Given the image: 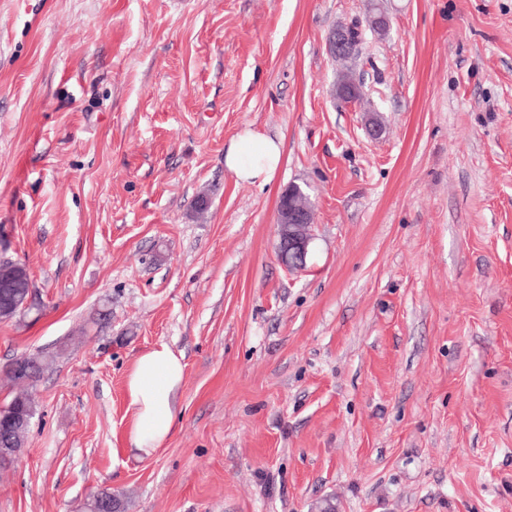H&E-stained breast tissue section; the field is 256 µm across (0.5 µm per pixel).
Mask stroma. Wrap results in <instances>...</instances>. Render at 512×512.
I'll return each mask as SVG.
<instances>
[{
  "mask_svg": "<svg viewBox=\"0 0 512 512\" xmlns=\"http://www.w3.org/2000/svg\"><path fill=\"white\" fill-rule=\"evenodd\" d=\"M377 2L345 105L326 37ZM246 126L284 144L262 186L224 167ZM0 255L36 306L0 372L52 360L0 512H512V0H0ZM162 344L185 383L141 460L126 377ZM279 243L277 258L281 265L291 271L306 266L313 211L307 195L300 187H292L281 197L277 212ZM85 508L88 512H120L122 503L112 491L102 489L92 496Z\"/></svg>",
  "mask_w": 512,
  "mask_h": 512,
  "instance_id": "1",
  "label": "stroma"
}]
</instances>
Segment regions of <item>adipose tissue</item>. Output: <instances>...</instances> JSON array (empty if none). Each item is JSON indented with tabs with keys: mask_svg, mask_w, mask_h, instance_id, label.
Returning a JSON list of instances; mask_svg holds the SVG:
<instances>
[{
	"mask_svg": "<svg viewBox=\"0 0 512 512\" xmlns=\"http://www.w3.org/2000/svg\"><path fill=\"white\" fill-rule=\"evenodd\" d=\"M280 140L242 128L224 154V165L238 180L267 184L282 161ZM185 379L181 356L159 345L139 356L126 379L132 412L127 442L139 459L152 457L171 436L177 400Z\"/></svg>",
	"mask_w": 512,
	"mask_h": 512,
	"instance_id": "1",
	"label": "adipose tissue"
}]
</instances>
